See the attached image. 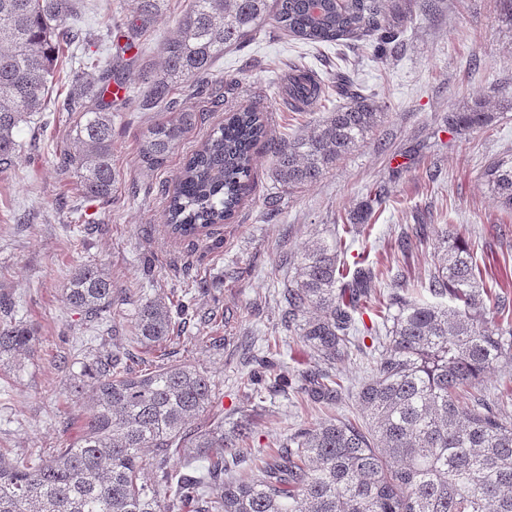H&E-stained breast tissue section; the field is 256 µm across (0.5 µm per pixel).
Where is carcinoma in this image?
I'll list each match as a JSON object with an SVG mask.
<instances>
[{"label":"carcinoma","mask_w":512,"mask_h":512,"mask_svg":"<svg viewBox=\"0 0 512 512\" xmlns=\"http://www.w3.org/2000/svg\"><path fill=\"white\" fill-rule=\"evenodd\" d=\"M190 0L174 37L162 48V65L135 90L132 70L139 40L155 20L160 0H136L117 27L124 44L95 77L75 84L63 100L67 112L83 113L73 129L75 149L56 159L57 169L79 183L85 197L108 202L116 181L112 165V86L124 87L122 102L147 110L168 101L179 86L211 96L222 82L213 68L224 49L250 40L268 17L284 34L307 44L346 46L367 40L381 59L402 35L399 21L417 0ZM77 0H0V166L10 164L17 133L43 105L60 44L81 46L82 33L69 25ZM336 95V109L307 134L288 141L269 136L268 115L254 107L227 110L187 160L164 219L178 239L210 236L232 220L253 180L258 145L269 144L278 193L265 207L278 209L281 194L301 192L320 181L379 126L384 106L347 71L324 78L299 64L274 97L297 112L314 111ZM188 109L156 120L142 135L139 155L158 167L194 127ZM492 115L479 104L448 113L459 131L487 128ZM482 176L501 205L512 209V154L489 161ZM387 197L380 185L346 216L351 230L370 226ZM434 239L437 263L427 289L431 299L394 292L386 303V336L374 329L370 351L380 350L358 399L367 422L342 418L296 428L279 448L262 454L247 447L251 423L224 431V418L206 428L192 422L213 408L215 382L189 363H172L138 374L140 355L130 349H97L84 356L74 393H91L80 433L65 447L34 460L0 450V512H512V421L478 388L496 368L512 369V302L494 306L483 288V270L471 245L420 224L402 240ZM339 245L318 239L297 259L295 276L282 288V325L324 365L345 361L356 335L355 314L371 304L379 273L357 268L350 280L340 269ZM66 300L97 321L121 302L135 306L134 331L144 348L180 339L176 317L188 306L164 296L138 297L112 287L96 264L71 273ZM494 313L507 325L491 323ZM36 331L15 319L11 300L0 297V367L33 351ZM257 364L248 385L277 387L331 405L340 381L318 369L294 379L268 377L274 362L245 353ZM198 460L207 462L199 470ZM256 463L254 478L245 463Z\"/></svg>","instance_id":"carcinoma-1"}]
</instances>
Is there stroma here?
<instances>
[{
	"mask_svg": "<svg viewBox=\"0 0 512 512\" xmlns=\"http://www.w3.org/2000/svg\"><path fill=\"white\" fill-rule=\"evenodd\" d=\"M188 0H161L156 22L141 40V66L157 67L160 48L174 33ZM134 0H78L74 26L90 34L83 60L102 62L112 54L106 30L132 9ZM398 48L384 60L368 47L342 51L296 43L263 27L254 39L225 51L214 66L216 77L238 75L241 85L228 104L248 101L270 108L269 129L277 138L306 133L332 111L292 112L269 97L283 80L289 62L320 74L347 66L386 106L379 127L317 184L284 195L269 213L264 197L273 192L272 156L265 146L255 154L254 181L233 223L219 227L221 248L207 241H179L164 222L166 192L186 156L224 117L210 98L174 92L180 108L199 119L163 165L147 168L138 141L167 108L142 111L128 105L112 115V164L116 183L109 203L86 198L75 179L56 167L60 152L73 149L77 115L60 108L73 88L71 70L79 61L70 49L60 53L48 99L17 139L12 166L0 169V292L12 295L18 319L34 327L38 344L18 367L0 371V449L27 456L51 452L74 438L86 403L73 394L81 350L130 348L135 308L114 306L99 324L85 321L63 292L70 272L100 263L115 288L149 297L188 298L194 311L178 343L167 345L169 362H187L208 372L216 384L214 414L225 427L246 419L252 447H277L295 428L332 416L362 420L358 393L369 376V358L354 353L333 367L343 390L335 404L315 405L293 392L263 388L253 394L242 381L251 365L234 347H212L209 337L251 338L257 355L266 340L279 339L271 354L282 372L294 375L315 366L313 354L295 331L281 327L279 293L295 272L294 261L317 238L336 239L346 265L360 263L383 272L375 283L393 292L400 277L427 282L436 261L432 246L402 253L398 240L417 224H431L469 241L477 261L489 262L495 275L512 274V213L505 212L481 173L494 157L512 154V14L500 0H438L428 13L402 18ZM491 112L483 130H449V113L475 103ZM388 198L366 234H348L343 217L376 182ZM493 279L488 288H495Z\"/></svg>",
	"mask_w": 512,
	"mask_h": 512,
	"instance_id": "1",
	"label": "stroma"
}]
</instances>
